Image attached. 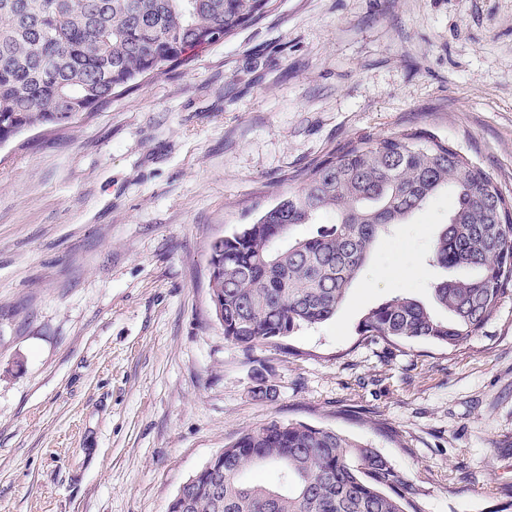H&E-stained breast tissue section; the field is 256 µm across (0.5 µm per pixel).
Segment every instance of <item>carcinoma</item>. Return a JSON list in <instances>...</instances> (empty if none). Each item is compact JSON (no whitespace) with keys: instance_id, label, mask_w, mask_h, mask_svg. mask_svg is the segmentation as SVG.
Returning a JSON list of instances; mask_svg holds the SVG:
<instances>
[{"instance_id":"1","label":"carcinoma","mask_w":512,"mask_h":512,"mask_svg":"<svg viewBox=\"0 0 512 512\" xmlns=\"http://www.w3.org/2000/svg\"><path fill=\"white\" fill-rule=\"evenodd\" d=\"M275 0H0V146L36 127L66 128L139 79L264 17ZM453 199L432 260L471 275L439 283L435 316L397 295L361 331L388 341L456 346L479 334L512 290V198L453 145L402 131L344 147L302 175V187L224 238L209 278L224 301V340L246 349L330 320L379 237L441 191ZM323 224L305 238L299 224ZM273 464L278 483L245 484ZM223 507L188 512H421L412 486L376 449L330 428L272 421L224 449Z\"/></svg>"}]
</instances>
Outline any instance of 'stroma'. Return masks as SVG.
I'll use <instances>...</instances> for the list:
<instances>
[{
	"label": "stroma",
	"mask_w": 512,
	"mask_h": 512,
	"mask_svg": "<svg viewBox=\"0 0 512 512\" xmlns=\"http://www.w3.org/2000/svg\"><path fill=\"white\" fill-rule=\"evenodd\" d=\"M404 130L512 197V0H276L0 148V512H167L274 420L376 448L422 512H512V292L457 347L359 333L396 295L435 308L454 276L429 261L447 193L391 227L329 321L247 350L211 303L214 238L347 143Z\"/></svg>",
	"instance_id": "35a3bbf8"
}]
</instances>
